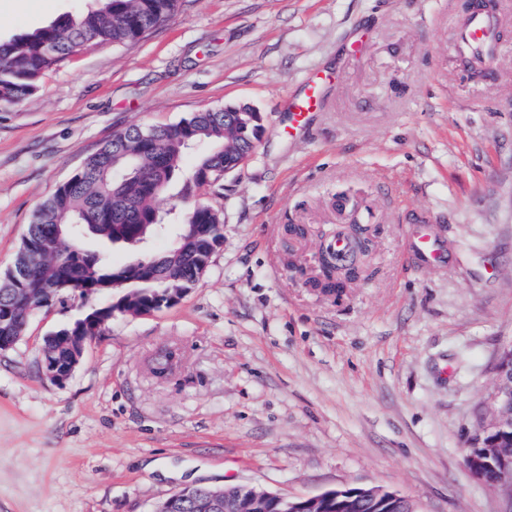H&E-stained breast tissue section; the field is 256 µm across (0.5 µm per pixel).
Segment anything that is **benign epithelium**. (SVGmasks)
<instances>
[{"mask_svg": "<svg viewBox=\"0 0 512 512\" xmlns=\"http://www.w3.org/2000/svg\"><path fill=\"white\" fill-rule=\"evenodd\" d=\"M13 318L4 323L6 335L0 336V352L13 348L22 338L28 316L12 307ZM86 347V339L69 340V360L61 366L50 357L42 361L44 377L57 385L65 384L74 373ZM496 384L490 395L493 413L484 428V437L474 443L465 456L466 466L479 481L508 491L512 496V345L503 351L496 368ZM195 512H248L257 503L283 505L281 512H418L415 503L396 492L379 488L333 489L312 497L285 498L249 486L213 489L192 498Z\"/></svg>", "mask_w": 512, "mask_h": 512, "instance_id": "obj_1", "label": "benign epithelium"}]
</instances>
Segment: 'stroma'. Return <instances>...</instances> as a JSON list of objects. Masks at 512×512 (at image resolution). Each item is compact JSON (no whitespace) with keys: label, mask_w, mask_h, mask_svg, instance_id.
I'll list each match as a JSON object with an SVG mask.
<instances>
[{"label":"stroma","mask_w":512,"mask_h":512,"mask_svg":"<svg viewBox=\"0 0 512 512\" xmlns=\"http://www.w3.org/2000/svg\"><path fill=\"white\" fill-rule=\"evenodd\" d=\"M457 3L179 0L0 108V271L38 204L115 132L239 102L265 126L223 190L201 192L224 242L176 305L114 312L61 386L42 340L95 299L38 310L0 353V512H150L193 484L512 512L464 463L512 345V0H497L488 76L456 53ZM88 5L0 0V41ZM317 76L325 109L286 135L289 98ZM342 197L368 218L367 250L336 296L311 286L310 263L345 225ZM418 224L441 266L408 261ZM165 349L177 361L159 377Z\"/></svg>","instance_id":"35a3bbf8"}]
</instances>
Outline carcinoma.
Here are the masks:
<instances>
[{"label":"carcinoma","mask_w":512,"mask_h":512,"mask_svg":"<svg viewBox=\"0 0 512 512\" xmlns=\"http://www.w3.org/2000/svg\"><path fill=\"white\" fill-rule=\"evenodd\" d=\"M93 2L77 15H64L31 33L0 41V108L33 96L45 71L77 49L101 41L116 45L133 41L169 18L178 4V0ZM455 47L473 71H482L487 53L462 42ZM263 130L261 113L248 107H221L194 112L175 124L134 125L115 134L36 209L16 254L27 262L0 274V314L13 306L15 288L34 289L29 301L34 310L70 294L110 297L116 279L125 280L124 287L139 295L143 309H162L157 294L165 288H192L200 278L199 257L214 251L224 238V215L199 199L200 190L218 187L224 170L238 166L256 148ZM191 154L194 165L174 193L187 203L177 205L178 222L168 247L160 252L167 267L152 280L149 263L154 253L130 237L136 224L149 225L148 241L166 231L161 196ZM87 234L132 249L143 271L135 272L129 262L115 265L106 250L84 247L81 240ZM75 326L80 335L90 338L102 332L84 315L78 324L51 332L43 350L64 362L63 337Z\"/></svg>","instance_id":"1"}]
</instances>
